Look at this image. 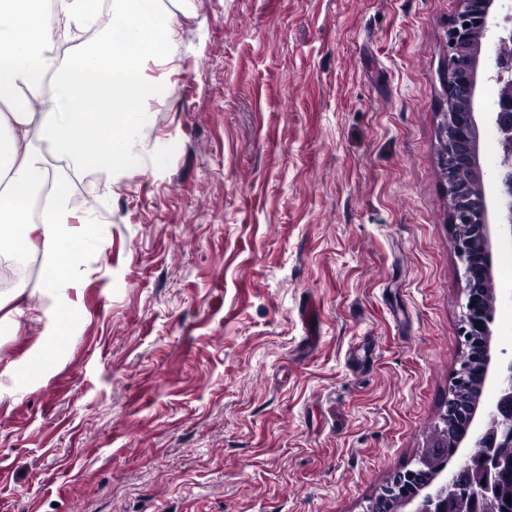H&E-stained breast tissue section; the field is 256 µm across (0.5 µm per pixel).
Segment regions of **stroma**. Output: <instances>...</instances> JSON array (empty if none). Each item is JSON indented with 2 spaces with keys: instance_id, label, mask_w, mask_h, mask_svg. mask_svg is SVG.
Instances as JSON below:
<instances>
[{
  "instance_id": "1",
  "label": "stroma",
  "mask_w": 512,
  "mask_h": 512,
  "mask_svg": "<svg viewBox=\"0 0 512 512\" xmlns=\"http://www.w3.org/2000/svg\"><path fill=\"white\" fill-rule=\"evenodd\" d=\"M458 0H189L144 171L83 172L103 248L57 300L40 251L0 324V512H366L465 356L440 171ZM499 86L479 69L494 174ZM494 340L512 244L491 224ZM51 359L40 375L31 365Z\"/></svg>"
}]
</instances>
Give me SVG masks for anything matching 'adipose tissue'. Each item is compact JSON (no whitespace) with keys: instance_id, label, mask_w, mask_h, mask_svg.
<instances>
[{"instance_id":"adipose-tissue-1","label":"adipose tissue","mask_w":512,"mask_h":512,"mask_svg":"<svg viewBox=\"0 0 512 512\" xmlns=\"http://www.w3.org/2000/svg\"><path fill=\"white\" fill-rule=\"evenodd\" d=\"M98 0H0V245L6 260L27 257L39 241L42 286L64 287L72 259L95 241L91 210L70 204L66 180L47 164L65 161L109 182L138 175L147 148L155 86L146 64L177 55L178 15L164 0H112L122 26L88 33ZM48 192L39 213L30 197Z\"/></svg>"}]
</instances>
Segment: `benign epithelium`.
Masks as SVG:
<instances>
[{
  "label": "benign epithelium",
  "instance_id": "7a95c632",
  "mask_svg": "<svg viewBox=\"0 0 512 512\" xmlns=\"http://www.w3.org/2000/svg\"><path fill=\"white\" fill-rule=\"evenodd\" d=\"M459 2L460 9L445 34L443 89L448 109L441 126L442 166L452 201L454 250L464 267L462 292L466 303L460 336L476 364H461L448 389V402L435 425L431 445L419 456L416 467L392 474L369 512H385L384 503L402 498L406 483L425 472L440 450L463 444L470 452L455 469L444 474L445 488L411 512H448L450 500L458 512H469L475 504L495 502L494 483L500 459L512 456V358H507L506 342H499L503 359L491 368L492 332L487 310V294L493 286L490 224L474 113L482 50L489 47L493 36L500 44L512 42V27L503 28L493 21L495 0ZM492 69L494 75L490 79L503 85L494 112L503 146L496 178L497 217L499 224L509 226L512 233V55L496 53ZM489 384L494 386V394L479 421L480 403L470 406L456 398V391L469 386L480 399Z\"/></svg>",
  "mask_w": 512,
  "mask_h": 512
}]
</instances>
